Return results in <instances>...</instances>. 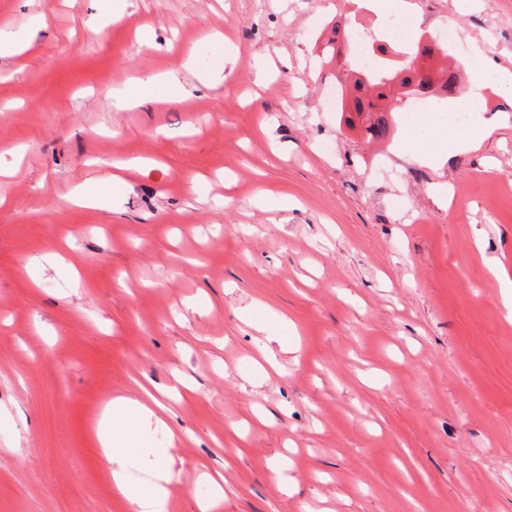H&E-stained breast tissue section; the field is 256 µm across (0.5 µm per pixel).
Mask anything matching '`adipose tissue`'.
<instances>
[{
  "label": "adipose tissue",
  "instance_id": "ef3b65f1",
  "mask_svg": "<svg viewBox=\"0 0 512 512\" xmlns=\"http://www.w3.org/2000/svg\"><path fill=\"white\" fill-rule=\"evenodd\" d=\"M179 72L142 76L113 88L108 97L120 109L155 97H186L188 90ZM109 406L113 425L98 429L97 435L114 490L132 512H169L170 486L176 478L171 456L167 449L157 448L149 454L138 445L152 428H165L164 405L145 389L135 397L115 396Z\"/></svg>",
  "mask_w": 512,
  "mask_h": 512
}]
</instances>
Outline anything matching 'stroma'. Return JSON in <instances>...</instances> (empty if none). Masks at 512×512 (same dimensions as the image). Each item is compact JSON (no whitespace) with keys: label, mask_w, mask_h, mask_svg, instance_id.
I'll use <instances>...</instances> for the list:
<instances>
[{"label":"stroma","mask_w":512,"mask_h":512,"mask_svg":"<svg viewBox=\"0 0 512 512\" xmlns=\"http://www.w3.org/2000/svg\"><path fill=\"white\" fill-rule=\"evenodd\" d=\"M409 2L417 36L458 28L478 104L443 163L402 108L368 148L327 105L360 65L324 44L372 0H126L99 38L112 0H0V29L45 23L0 58V512H129L95 427L144 376L177 434L173 512H199L205 470L217 512H512V96L472 79L512 72V0ZM217 31L218 89L102 105L188 54L206 70ZM84 184L98 204L68 203ZM261 189L288 208L251 206ZM178 374L194 396L169 395Z\"/></svg>","instance_id":"1"}]
</instances>
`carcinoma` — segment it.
Returning <instances> with one entry per match:
<instances>
[{"label": "carcinoma", "mask_w": 512, "mask_h": 512, "mask_svg": "<svg viewBox=\"0 0 512 512\" xmlns=\"http://www.w3.org/2000/svg\"><path fill=\"white\" fill-rule=\"evenodd\" d=\"M416 56L430 61V66L426 69L413 68L405 62L395 71L387 70L377 78L370 79L362 72L347 76V81L342 85V107L348 113L346 122L351 129L359 131L367 142H380L390 136V104H396L412 94L433 93L434 82L440 78L446 92L455 91L456 68L435 58V52L422 43L418 44Z\"/></svg>", "instance_id": "carcinoma-1"}]
</instances>
